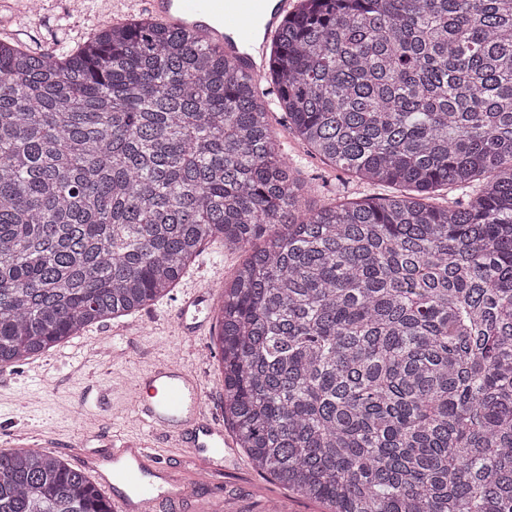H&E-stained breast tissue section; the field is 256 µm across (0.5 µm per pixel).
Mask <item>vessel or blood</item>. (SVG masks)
<instances>
[{
  "instance_id": "obj_1",
  "label": "vessel or blood",
  "mask_w": 512,
  "mask_h": 512,
  "mask_svg": "<svg viewBox=\"0 0 512 512\" xmlns=\"http://www.w3.org/2000/svg\"><path fill=\"white\" fill-rule=\"evenodd\" d=\"M143 4L158 22L173 29L194 20L203 41L235 57L255 79L263 75L266 47L254 30L271 33L276 14L291 6L290 0H143ZM205 301L204 293H184L177 317L179 335L202 333ZM132 397L138 421L185 448L189 459L210 466L223 453L224 432L209 420L201 381L186 362H154L137 380ZM70 454L81 466L99 465L98 486L112 512H153L159 501L178 500L186 491V481L160 464L152 448L137 437L113 438L112 450L105 454L82 448L71 449Z\"/></svg>"
}]
</instances>
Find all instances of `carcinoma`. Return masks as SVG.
Here are the masks:
<instances>
[{
    "label": "carcinoma",
    "instance_id": "1",
    "mask_svg": "<svg viewBox=\"0 0 512 512\" xmlns=\"http://www.w3.org/2000/svg\"><path fill=\"white\" fill-rule=\"evenodd\" d=\"M267 56L146 16L0 39V367L259 240L213 308L248 464L325 512H512V0H295ZM274 112L397 193L306 208ZM0 512L112 510L15 448Z\"/></svg>",
    "mask_w": 512,
    "mask_h": 512
}]
</instances>
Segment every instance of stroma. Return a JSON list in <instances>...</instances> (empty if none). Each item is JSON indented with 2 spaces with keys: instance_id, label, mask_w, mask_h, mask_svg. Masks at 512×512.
Listing matches in <instances>:
<instances>
[{
  "instance_id": "stroma-1",
  "label": "stroma",
  "mask_w": 512,
  "mask_h": 512,
  "mask_svg": "<svg viewBox=\"0 0 512 512\" xmlns=\"http://www.w3.org/2000/svg\"><path fill=\"white\" fill-rule=\"evenodd\" d=\"M85 13L76 17L67 4L54 10L16 20L28 46L50 50L56 43L77 44L85 40L101 21L100 0H84ZM272 130L281 147L295 160L298 178L310 189L309 200L318 207L334 202H352L380 194V187L334 169L308 154L289 134L280 115H272ZM246 249L229 250L223 240L213 239L181 279L179 287L160 299L141 316L144 329L135 336H121L117 343L125 354L109 361L98 340L112 335L111 322L89 327L47 358H34L0 375V452L11 449L13 432H41L50 443L75 442L83 433H95L93 450L105 448L113 433L135 436L145 433L131 410L129 385L155 360L166 357L186 361L203 380L208 415L215 424L224 422V379L211 336L182 338L173 332L181 289L195 284L221 289L246 257ZM323 512L320 503L304 499L252 469L241 449L230 448L211 481L192 485L180 506H163L159 512Z\"/></svg>"
}]
</instances>
